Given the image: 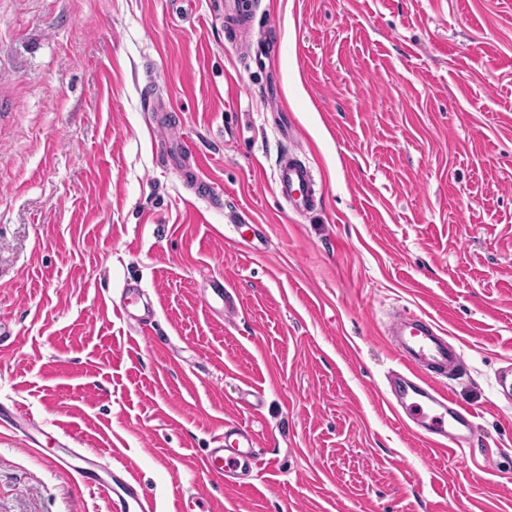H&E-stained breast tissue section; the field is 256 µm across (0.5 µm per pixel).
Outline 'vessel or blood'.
Segmentation results:
<instances>
[{"label": "vessel or blood", "instance_id": "obj_1", "mask_svg": "<svg viewBox=\"0 0 512 512\" xmlns=\"http://www.w3.org/2000/svg\"><path fill=\"white\" fill-rule=\"evenodd\" d=\"M258 0H222L221 14L227 29L236 31L251 22ZM276 190L289 210L302 213L318 201L317 181L310 166L294 153L283 154L277 164ZM207 303L219 304L220 315L232 318L236 309L227 299L223 280L209 283ZM120 317L150 332L156 323V302L140 281L127 282L117 306ZM398 370L382 403L394 421L438 453L462 448L471 437L474 415L457 404L450 382L466 368L462 349L448 341V332L428 315H416L406 309L394 310L383 328ZM8 431L21 435L25 451L39 454L43 448L31 421L19 409L6 415ZM254 434L236 424L225 423L214 438L213 448L201 459L202 471L211 477L228 478L240 470H249L257 451ZM60 468L72 472L82 483L105 492L112 512H154L153 504L129 467L118 469L104 465L97 456L80 449L60 445L52 456Z\"/></svg>", "mask_w": 512, "mask_h": 512}]
</instances>
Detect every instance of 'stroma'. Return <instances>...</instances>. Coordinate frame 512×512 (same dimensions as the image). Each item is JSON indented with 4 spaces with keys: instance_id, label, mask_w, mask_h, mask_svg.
Returning a JSON list of instances; mask_svg holds the SVG:
<instances>
[{
    "instance_id": "35a3bbf8",
    "label": "stroma",
    "mask_w": 512,
    "mask_h": 512,
    "mask_svg": "<svg viewBox=\"0 0 512 512\" xmlns=\"http://www.w3.org/2000/svg\"><path fill=\"white\" fill-rule=\"evenodd\" d=\"M211 10L0 0V405L46 444L132 467L155 512L194 493L214 512H512V0H260L275 73ZM163 124L221 209L159 156ZM292 147L322 192L304 214L275 190ZM248 215L257 250L227 243ZM213 277L232 319L203 298ZM130 279L158 292L154 335L113 309ZM394 307L463 350L464 453L431 452L381 405ZM227 420L275 473L202 472ZM21 445L0 429V512H110Z\"/></svg>"
}]
</instances>
